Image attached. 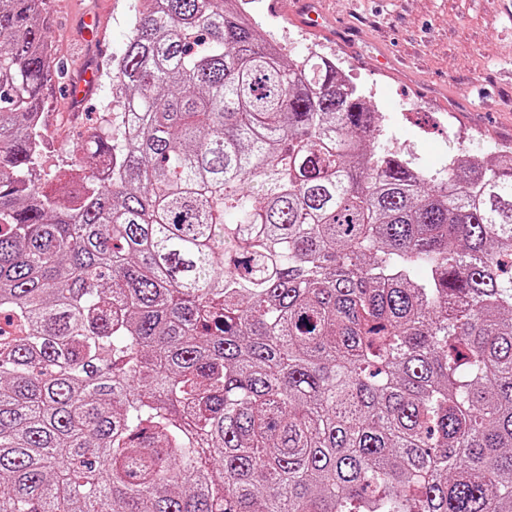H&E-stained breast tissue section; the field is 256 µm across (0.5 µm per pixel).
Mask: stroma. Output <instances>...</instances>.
<instances>
[{
    "label": "stroma",
    "instance_id": "stroma-1",
    "mask_svg": "<svg viewBox=\"0 0 512 512\" xmlns=\"http://www.w3.org/2000/svg\"><path fill=\"white\" fill-rule=\"evenodd\" d=\"M348 45L303 28L294 0H252L260 35L280 33L290 57L334 59L383 115L395 146L436 171L459 148L492 157L512 147V0H320ZM138 0H47L48 39L70 77L84 69L93 83L80 97L68 85L46 90L45 161L67 171L94 130L88 108L112 99L106 68L122 54ZM406 59L398 75L375 72L380 53Z\"/></svg>",
    "mask_w": 512,
    "mask_h": 512
}]
</instances>
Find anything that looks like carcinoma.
<instances>
[{"instance_id": "carcinoma-1", "label": "carcinoma", "mask_w": 512, "mask_h": 512, "mask_svg": "<svg viewBox=\"0 0 512 512\" xmlns=\"http://www.w3.org/2000/svg\"><path fill=\"white\" fill-rule=\"evenodd\" d=\"M0 0V512H512V148L431 172L242 0H142L48 192Z\"/></svg>"}]
</instances>
